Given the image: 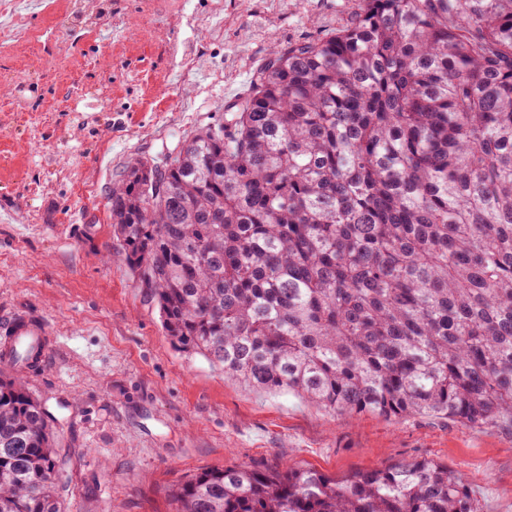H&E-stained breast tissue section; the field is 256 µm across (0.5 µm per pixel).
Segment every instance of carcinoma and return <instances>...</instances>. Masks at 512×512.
<instances>
[{
    "instance_id": "obj_1",
    "label": "carcinoma",
    "mask_w": 512,
    "mask_h": 512,
    "mask_svg": "<svg viewBox=\"0 0 512 512\" xmlns=\"http://www.w3.org/2000/svg\"><path fill=\"white\" fill-rule=\"evenodd\" d=\"M166 335L325 411L512 428V0H358L224 123L113 186ZM50 417L0 374V512H61ZM174 512H481L447 467H204Z\"/></svg>"
}]
</instances>
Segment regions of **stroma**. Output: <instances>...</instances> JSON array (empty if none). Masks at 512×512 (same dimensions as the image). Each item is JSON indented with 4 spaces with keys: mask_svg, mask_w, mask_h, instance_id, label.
Returning <instances> with one entry per match:
<instances>
[{
    "mask_svg": "<svg viewBox=\"0 0 512 512\" xmlns=\"http://www.w3.org/2000/svg\"><path fill=\"white\" fill-rule=\"evenodd\" d=\"M354 0H73L0 37V315L46 319L50 363L27 378L66 461L61 512H172L200 467L313 469L344 479L428 462L482 512H512V430L443 415L330 414L256 391L177 349L119 259L109 197L126 167L223 123L273 47L343 25Z\"/></svg>",
    "mask_w": 512,
    "mask_h": 512,
    "instance_id": "stroma-1",
    "label": "stroma"
}]
</instances>
